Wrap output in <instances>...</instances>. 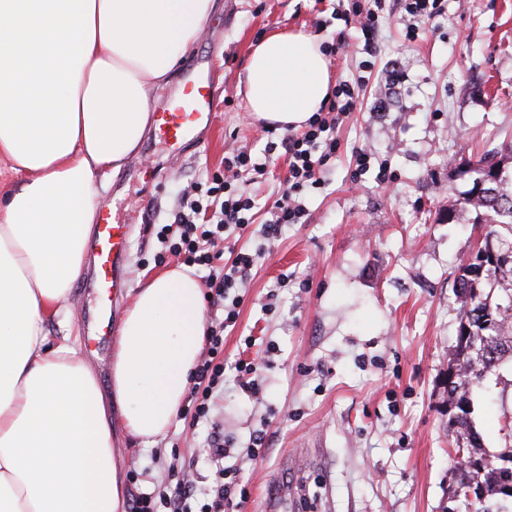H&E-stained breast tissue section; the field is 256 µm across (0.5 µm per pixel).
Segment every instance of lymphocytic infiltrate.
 <instances>
[{"label": "lymphocytic infiltrate", "instance_id": "f902f5d3", "mask_svg": "<svg viewBox=\"0 0 512 512\" xmlns=\"http://www.w3.org/2000/svg\"><path fill=\"white\" fill-rule=\"evenodd\" d=\"M403 10L417 20L434 18L437 0H337V12L345 18L356 19L364 37L363 50L376 51V36L387 5ZM358 105V95L350 84L339 83L325 109L314 113L301 132L277 134L267 129L266 152L284 149L288 157L285 189L265 222L267 237H278L283 228L301 223L306 215L302 199L304 192L318 186L317 172L336 152V130L344 117ZM264 175L265 167L252 157L250 150L239 148L224 158L223 175L213 177L207 189L192 187L184 193L183 205L174 215L180 227L178 242L173 245L177 256L189 267L208 269L207 286L213 305L223 307V318L211 321L207 328L209 347L199 361L193 377L191 401L194 420L208 416L220 392L224 390L223 336L227 327L236 324L239 300L231 291L245 283L257 265L259 256L238 251L231 262H222L220 245L230 228L246 229L254 221L255 202L237 182L240 173ZM207 452L218 463L215 473V497L203 504L199 512H224L232 506L236 486L240 483L236 469L224 466L227 455L225 441L218 432H209ZM195 490L188 481L177 480L165 486L157 498L135 499L131 512H192L189 506Z\"/></svg>", "mask_w": 512, "mask_h": 512}]
</instances>
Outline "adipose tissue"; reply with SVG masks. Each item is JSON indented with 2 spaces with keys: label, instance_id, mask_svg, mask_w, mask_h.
I'll return each instance as SVG.
<instances>
[{
  "label": "adipose tissue",
  "instance_id": "1",
  "mask_svg": "<svg viewBox=\"0 0 512 512\" xmlns=\"http://www.w3.org/2000/svg\"><path fill=\"white\" fill-rule=\"evenodd\" d=\"M214 0H0V512H124L112 429L151 442L176 416L206 334L201 286L170 269L136 290L114 342L113 402L69 341L51 344L86 260L98 177L151 128L157 89ZM256 119L300 128L329 101L319 43L275 31L250 54Z\"/></svg>",
  "mask_w": 512,
  "mask_h": 512
}]
</instances>
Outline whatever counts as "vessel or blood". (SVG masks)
I'll list each match as a JSON object with an SVG mask.
<instances>
[{
	"mask_svg": "<svg viewBox=\"0 0 512 512\" xmlns=\"http://www.w3.org/2000/svg\"><path fill=\"white\" fill-rule=\"evenodd\" d=\"M213 100L210 79L186 80L180 99L161 104L155 112L159 134L180 146L199 141L213 125ZM129 237V225L112 223L110 212H100L88 249L89 271L83 281L97 297H112L114 289L121 287Z\"/></svg>",
	"mask_w": 512,
	"mask_h": 512,
	"instance_id": "vessel-or-blood-1",
	"label": "vessel or blood"
}]
</instances>
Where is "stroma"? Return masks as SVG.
Instances as JSON below:
<instances>
[{
  "label": "stroma",
  "instance_id": "stroma-1",
  "mask_svg": "<svg viewBox=\"0 0 512 512\" xmlns=\"http://www.w3.org/2000/svg\"><path fill=\"white\" fill-rule=\"evenodd\" d=\"M304 31L344 40L329 56L333 82L353 83L355 112L336 131L335 156L320 188L304 199V223L266 239L263 223L284 189L283 152L265 155L240 81L252 46L270 32ZM331 0H220L159 101L177 97L189 69L210 76L215 121L209 138L182 150L148 132L137 154L100 189V206L131 225L120 325L139 283L177 266L158 238L187 187L223 173L245 147L265 159L261 179L240 182L257 203L255 222L225 251H261L240 288L239 317L224 332V394L209 423L180 413L152 444L119 434L115 446L129 499L168 481L169 466L211 493L207 434L218 426L249 496L238 512H264L271 482L299 484L280 512H465L451 500L456 461L448 454L443 383L456 342L460 303L453 268L475 233L448 219L461 164L512 145V0H442L433 20L384 16L375 55ZM371 159L358 173L352 152ZM161 170L148 183L145 170ZM68 324L51 321V341L71 335L102 391L111 387L112 337H98L99 306L72 287ZM259 365L260 394L236 378L238 361ZM472 419L488 455L512 423V363L471 393ZM263 458L247 454L255 435Z\"/></svg>",
  "mask_w": 512,
  "mask_h": 512
}]
</instances>
